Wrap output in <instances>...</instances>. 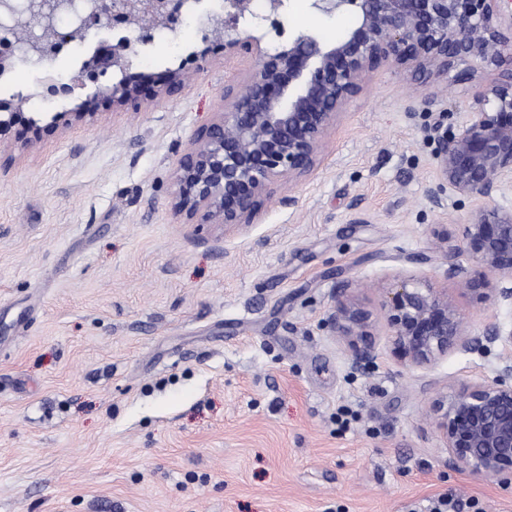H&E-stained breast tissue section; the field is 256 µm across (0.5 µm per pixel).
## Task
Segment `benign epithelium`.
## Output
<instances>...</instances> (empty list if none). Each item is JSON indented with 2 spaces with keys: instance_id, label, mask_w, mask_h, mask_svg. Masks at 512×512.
I'll list each match as a JSON object with an SVG mask.
<instances>
[{
  "instance_id": "obj_1",
  "label": "benign epithelium",
  "mask_w": 512,
  "mask_h": 512,
  "mask_svg": "<svg viewBox=\"0 0 512 512\" xmlns=\"http://www.w3.org/2000/svg\"><path fill=\"white\" fill-rule=\"evenodd\" d=\"M189 0H26V14L46 22L39 36L20 23L10 38L40 55L60 53L72 30L57 27L56 16H76L74 28L88 32L99 26L135 34L141 44L157 30H175ZM327 13L350 11L355 24L344 37L326 42L299 34L269 53L261 38L239 36L249 20L269 24L279 37L286 0H266L265 11H252V0H224L221 12L207 15L203 42L224 41V55L240 52L256 63L230 107L206 126L180 159L174 209L202 224L219 227L250 223L257 199L285 177L311 172L327 130L360 88L366 69L378 60L415 62L436 76L456 71L463 77L497 66L504 50L512 51V0H313ZM127 41L100 42L79 69L82 85L112 69L121 74L112 87V103L137 107L143 100L173 96L187 81L180 71L148 77L131 71ZM97 96L79 112H63L45 124L13 110L0 100V136L19 125V137L30 143L59 123L69 125L94 115ZM439 183L432 201L442 206L448 189L481 204L462 229V248L483 263L489 276L471 277L469 268L452 262L446 276L481 300L512 303V208L494 196L512 183V70L479 99L455 133L434 128ZM391 329L393 353L416 366H427L455 349L470 350L467 321L448 289L435 288L414 276L402 278L382 303ZM372 314L348 297L336 298L328 316L337 335L349 339L354 361L370 360L368 342ZM490 343L512 348V329L494 323L485 336ZM490 382L467 385L433 404L435 428L450 457L471 474L492 479L512 475V358L494 369Z\"/></svg>"
}]
</instances>
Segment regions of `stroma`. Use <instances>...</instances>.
Wrapping results in <instances>:
<instances>
[{
    "label": "stroma",
    "instance_id": "stroma-1",
    "mask_svg": "<svg viewBox=\"0 0 512 512\" xmlns=\"http://www.w3.org/2000/svg\"><path fill=\"white\" fill-rule=\"evenodd\" d=\"M354 23L290 0L284 28L335 41ZM202 29L155 35L134 70L181 68ZM111 36L16 64L0 99L79 111L118 76L64 98L43 84ZM254 63L213 54L175 96L104 102L28 147L0 139V512H422L444 493L512 512V477L471 475L432 421L438 395L493 379L508 352L482 336L512 305L447 278L477 202L428 195L436 112L457 129L512 61L461 79L378 62L314 170L274 184L252 224L191 223L173 209L179 161ZM409 275L447 289L475 349L424 368L393 354L381 305ZM342 289L372 313L370 364L327 322Z\"/></svg>",
    "mask_w": 512,
    "mask_h": 512
}]
</instances>
